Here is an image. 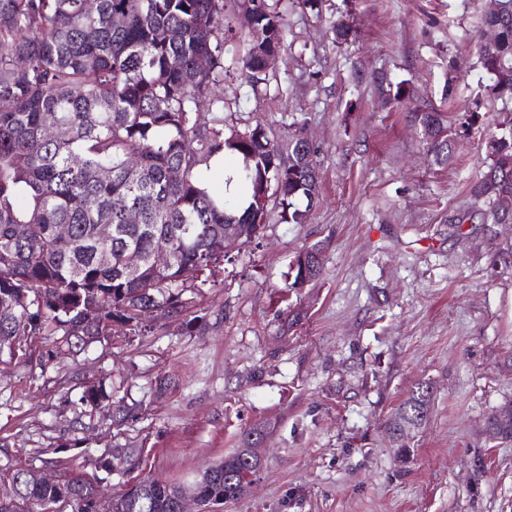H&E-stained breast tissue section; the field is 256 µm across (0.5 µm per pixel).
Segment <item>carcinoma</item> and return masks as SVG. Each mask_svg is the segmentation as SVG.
I'll return each instance as SVG.
<instances>
[{"label":"carcinoma","mask_w":512,"mask_h":512,"mask_svg":"<svg viewBox=\"0 0 512 512\" xmlns=\"http://www.w3.org/2000/svg\"><path fill=\"white\" fill-rule=\"evenodd\" d=\"M501 2L508 8L482 19L497 31L493 49L476 50V64L489 77L483 94L456 126L436 109L414 113L440 162L453 153L457 127L480 117L482 95L512 102V0ZM237 3L251 13L253 30L245 53L228 56L224 0H96L92 10L86 0H0V362H29L33 338L53 341L42 356L46 366L64 350L75 355L106 339L115 324L138 327L150 313L178 320L189 309L182 272L203 274L224 258V224L242 222L250 241L275 216L306 222L319 198L306 121L294 120V132L278 142L256 128L227 136L224 120L207 125L198 115L224 107V74L233 69L258 92L259 50L286 47L288 23L269 0ZM332 30L337 44L350 41L344 17ZM202 57L210 62L206 69L198 68ZM374 80L396 101L410 96L403 81L384 74ZM50 115L58 124L52 136L45 132ZM495 128L469 192L501 224L512 220L503 206L512 202V111L499 113ZM224 152L242 157L244 208L212 195L200 180ZM272 197L281 208L276 215L268 208ZM129 209L138 223H128ZM161 248L171 256L164 266L153 258ZM130 249L142 257L132 270ZM307 252L293 263V288L322 272V262L310 260L321 248ZM110 398L91 386L80 401L94 409ZM431 400L426 383L411 391L390 422L397 438L422 426ZM485 431L512 444V423L501 422L496 410ZM262 437V429L250 430L241 447L189 486L148 477L129 482L106 509L97 478L71 462L53 482L9 468L0 481V512H180L187 493L203 512H214L256 474L250 449Z\"/></svg>","instance_id":"obj_1"}]
</instances>
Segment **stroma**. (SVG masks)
Instances as JSON below:
<instances>
[{
	"label": "stroma",
	"instance_id": "1",
	"mask_svg": "<svg viewBox=\"0 0 512 512\" xmlns=\"http://www.w3.org/2000/svg\"><path fill=\"white\" fill-rule=\"evenodd\" d=\"M485 0H273L289 45L260 92L224 78L225 131L287 138L306 114L319 201L307 223L271 222L196 289L190 324L113 327L107 341L49 367L0 362V470L53 472L46 449L112 489L99 461L141 452L132 474L189 483L253 427L266 465L222 512H512V445L485 433L512 401V227L483 221L468 182L484 166L499 101L435 163L411 125L432 108L456 119L487 83L476 67ZM349 17L351 43L330 22ZM467 61L456 79L451 59ZM406 81L388 102L372 72ZM320 246L323 273L289 267ZM433 402L404 444L388 424L417 384ZM103 384L111 406L80 397ZM305 251H307L308 253L305 255L302 256V259L299 258V254L297 256V258L295 259L294 263H293V266L291 268V275H293L294 277V280L293 282L291 283L292 287H295V288H298V286H301V285H304V284H307L308 282L316 279L317 277L320 276L321 272H322V262H321V259H317V261H311L310 260V256L312 255V257H314V254H316V256L318 258H320V256L318 254L321 253V248L318 247L317 245H314L308 249H306ZM304 256H305V262L304 264L302 263V260H304ZM295 267V269H294ZM292 271L294 273H292Z\"/></svg>",
	"mask_w": 512,
	"mask_h": 512
}]
</instances>
